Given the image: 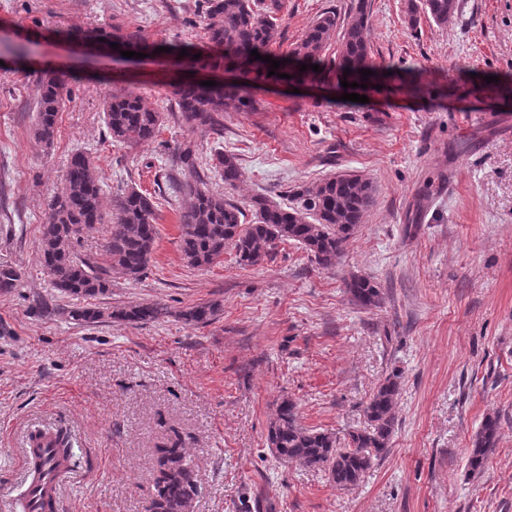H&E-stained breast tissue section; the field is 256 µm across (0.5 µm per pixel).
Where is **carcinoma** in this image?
Listing matches in <instances>:
<instances>
[{
	"label": "carcinoma",
	"instance_id": "1",
	"mask_svg": "<svg viewBox=\"0 0 512 512\" xmlns=\"http://www.w3.org/2000/svg\"><path fill=\"white\" fill-rule=\"evenodd\" d=\"M456 0H409V22H417L422 11L438 25L448 24L454 15ZM202 10L207 41L200 49L187 45L171 47L169 53L188 52L186 58L195 61L193 74L185 76L176 70H163L156 83L172 89V96L182 120L192 130L215 132L224 126L226 112H253L256 100L253 92L266 84L321 85L342 89L341 81L367 84L355 92L369 94L404 93L413 97L429 94L431 80L420 71L393 68L374 63L369 40L368 0H351L344 17L328 10L307 28L301 39L286 52L270 49L276 33L275 18L262 9L258 0H203ZM80 37L94 35L107 44L116 56L122 51L140 52L146 42L135 32L119 26L76 32ZM336 42V51L325 58L324 51ZM257 51L280 62L276 74L270 76V64L252 60ZM201 53L224 62V70L235 75L226 83L215 80L213 86L201 85L198 74L216 73L218 68L193 59ZM307 70H300V64ZM319 65L313 71L310 65ZM349 74H344L345 70ZM373 74L364 81L361 71ZM290 78H285V75ZM471 84L489 98L512 96V79L488 83L479 77ZM66 81L54 71L43 73L38 83L34 132L36 138L51 145L57 133L58 113L64 104ZM104 121L113 140L129 145L150 143L158 136L163 122L162 113L147 99L134 92L111 95L104 104ZM172 160L182 169L195 170V150L191 143L173 149ZM214 168L224 185L236 189L243 182L242 171L232 154L215 150ZM180 190L189 199L180 216L182 224L181 252L183 259L195 268L216 263L228 248L238 265L254 267L270 257L279 242L292 241L302 246L311 259L322 268L339 264L344 247L357 225L363 223L374 202L372 182L355 172L334 174L319 182L302 184L291 192L292 204L284 206L270 193L249 197L252 220L245 212L226 200L224 194L211 190L203 179L195 177L181 184ZM104 193L95 163L86 152L71 155L63 187L49 205L38 244L45 273L52 287L74 298L104 295L112 286L110 271L137 282L147 272L157 239L155 201L153 196L128 186L116 195L111 206L104 205ZM97 224L111 225L103 252L108 268L103 269L75 248L80 235ZM346 286L363 306L379 303L378 287L366 277L354 276ZM219 304L191 306L180 316L191 324H206L218 311ZM169 314L163 304L149 303L112 310L109 318L115 322L146 324ZM70 319L94 323L103 317L96 308H75ZM399 376L392 374L373 394L365 407L368 427L349 435L347 444L337 447L332 435L306 427L299 421L296 404L281 399L277 413L270 422L268 448L279 458L305 467H326L339 486L356 485L372 468L374 461L387 450L395 427L394 409L399 395ZM500 418L486 416L473 439L468 458L469 472L475 474L484 467L488 449L495 447ZM58 456L72 457L69 435L63 430L51 433ZM177 463L169 472L155 470L153 486L163 485L159 499L152 501L147 512H189L198 494L197 474L186 461L179 434L157 448Z\"/></svg>",
	"mask_w": 512,
	"mask_h": 512
}]
</instances>
